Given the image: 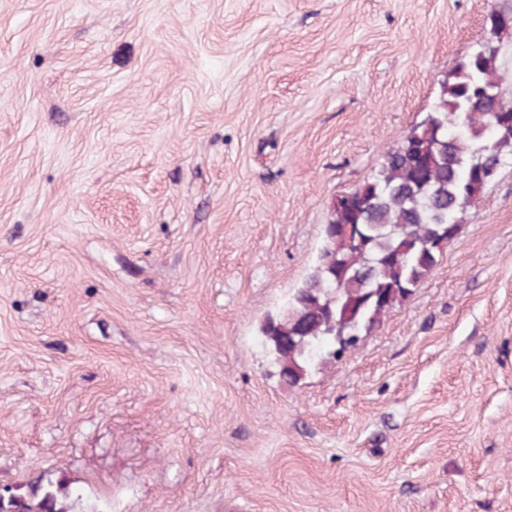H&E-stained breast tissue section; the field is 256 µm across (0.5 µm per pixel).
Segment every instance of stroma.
I'll return each mask as SVG.
<instances>
[{"mask_svg": "<svg viewBox=\"0 0 512 512\" xmlns=\"http://www.w3.org/2000/svg\"><path fill=\"white\" fill-rule=\"evenodd\" d=\"M512 0H0V487L73 512H512V155L298 383L258 330ZM68 489L63 479L56 485L50 483L36 492L20 489L14 493L13 500L4 505L0 503V512H69L66 507V500L70 497Z\"/></svg>", "mask_w": 512, "mask_h": 512, "instance_id": "1", "label": "stroma"}]
</instances>
